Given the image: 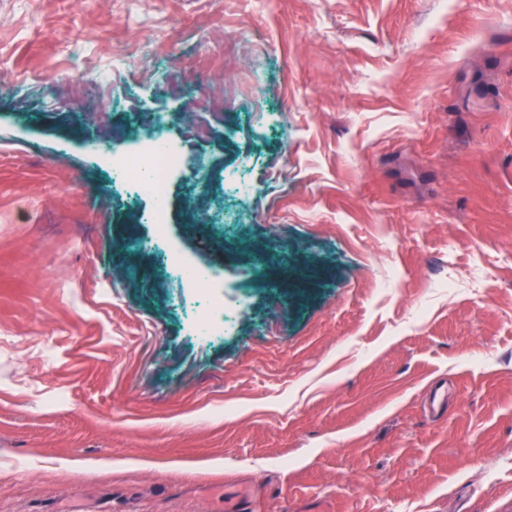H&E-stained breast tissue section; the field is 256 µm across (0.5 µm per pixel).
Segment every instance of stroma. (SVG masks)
Masks as SVG:
<instances>
[{
    "instance_id": "1",
    "label": "stroma",
    "mask_w": 512,
    "mask_h": 512,
    "mask_svg": "<svg viewBox=\"0 0 512 512\" xmlns=\"http://www.w3.org/2000/svg\"><path fill=\"white\" fill-rule=\"evenodd\" d=\"M149 112L216 339L85 149ZM246 489L512 512V0H0V512ZM204 307L197 313V319L202 324L203 333L208 336L212 330V319L219 316H223L224 328L229 321L230 314L222 305L217 304L210 296L206 293L204 298Z\"/></svg>"
}]
</instances>
